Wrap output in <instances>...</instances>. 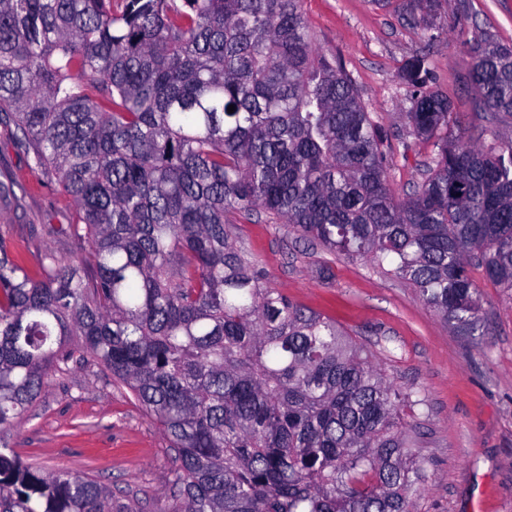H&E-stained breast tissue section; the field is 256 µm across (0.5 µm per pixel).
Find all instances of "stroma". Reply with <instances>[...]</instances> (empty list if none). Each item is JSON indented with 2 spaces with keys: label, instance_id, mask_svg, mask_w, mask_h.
Returning a JSON list of instances; mask_svg holds the SVG:
<instances>
[{
  "label": "stroma",
  "instance_id": "1",
  "mask_svg": "<svg viewBox=\"0 0 512 512\" xmlns=\"http://www.w3.org/2000/svg\"><path fill=\"white\" fill-rule=\"evenodd\" d=\"M302 9L318 48L340 60L383 137L396 198L420 180L433 153L405 118L410 92L401 72L410 59L429 54L436 89L467 131L481 128L467 43L489 34L512 45V0H441L431 44L395 6L303 0ZM0 180L13 182L16 194L0 203V227L28 261L48 248L77 253L74 241L43 230L68 223L74 203L41 181L1 126ZM232 230L272 287L334 319L420 398L404 413L427 475L415 512H512V294L473 271L489 325L475 344L424 305L409 282L299 241L292 225L240 217ZM12 443L28 463L109 486L130 512H176L169 442L102 364L50 373Z\"/></svg>",
  "mask_w": 512,
  "mask_h": 512
}]
</instances>
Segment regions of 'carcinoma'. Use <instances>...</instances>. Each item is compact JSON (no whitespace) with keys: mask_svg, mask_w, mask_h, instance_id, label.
I'll return each mask as SVG.
<instances>
[{"mask_svg":"<svg viewBox=\"0 0 512 512\" xmlns=\"http://www.w3.org/2000/svg\"><path fill=\"white\" fill-rule=\"evenodd\" d=\"M439 2L403 0L431 40ZM468 52L492 126L512 116V47ZM402 76L434 154L399 200L302 0H0V124L75 204L54 234L84 245L31 268L0 231V512H128L9 443L77 356L162 426L178 512H412L426 475L401 414L422 400L264 284L230 219L387 262L455 333L488 335L470 271L512 292V130L466 142L427 56Z\"/></svg>","mask_w":512,"mask_h":512,"instance_id":"carcinoma-1","label":"carcinoma"}]
</instances>
